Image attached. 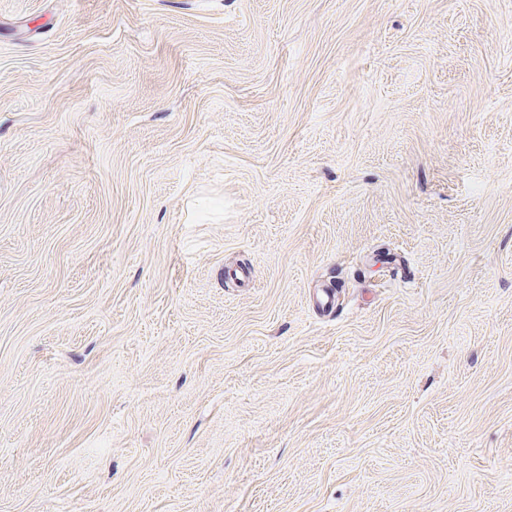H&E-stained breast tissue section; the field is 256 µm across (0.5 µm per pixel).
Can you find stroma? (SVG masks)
Segmentation results:
<instances>
[{"mask_svg": "<svg viewBox=\"0 0 512 512\" xmlns=\"http://www.w3.org/2000/svg\"><path fill=\"white\" fill-rule=\"evenodd\" d=\"M0 512H512V0H0Z\"/></svg>", "mask_w": 512, "mask_h": 512, "instance_id": "1", "label": "stroma"}]
</instances>
